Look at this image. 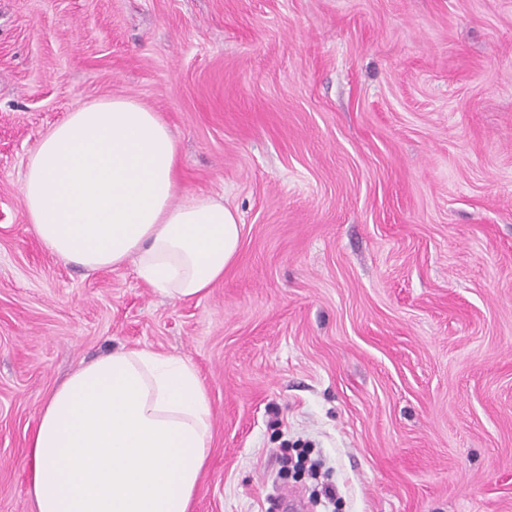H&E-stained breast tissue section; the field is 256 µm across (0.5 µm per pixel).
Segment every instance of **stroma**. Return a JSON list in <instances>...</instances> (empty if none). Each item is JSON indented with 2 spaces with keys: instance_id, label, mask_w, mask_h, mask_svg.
Here are the masks:
<instances>
[{
  "instance_id": "stroma-1",
  "label": "stroma",
  "mask_w": 512,
  "mask_h": 512,
  "mask_svg": "<svg viewBox=\"0 0 512 512\" xmlns=\"http://www.w3.org/2000/svg\"><path fill=\"white\" fill-rule=\"evenodd\" d=\"M120 96L178 138L186 191L242 224L170 300L29 230L42 135ZM189 361L213 439L193 512H512V0H0V512H35L49 394L112 348ZM308 447V443H302L297 440L289 449L287 443L282 448V471L288 469V464H290L293 459H296V466H305L307 464L309 465V469L314 472L319 466L316 461L311 458L312 448Z\"/></svg>"
}]
</instances>
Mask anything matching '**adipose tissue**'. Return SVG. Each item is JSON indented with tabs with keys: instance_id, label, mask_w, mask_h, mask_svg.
<instances>
[{
	"instance_id": "obj_1",
	"label": "adipose tissue",
	"mask_w": 512,
	"mask_h": 512,
	"mask_svg": "<svg viewBox=\"0 0 512 512\" xmlns=\"http://www.w3.org/2000/svg\"><path fill=\"white\" fill-rule=\"evenodd\" d=\"M180 148L160 116L112 97L50 128L22 178L27 224L87 271L134 263L172 299L202 297L235 262L241 226L209 194H182ZM194 367L150 348L113 349L46 400L30 442L36 512H191L211 442Z\"/></svg>"
}]
</instances>
